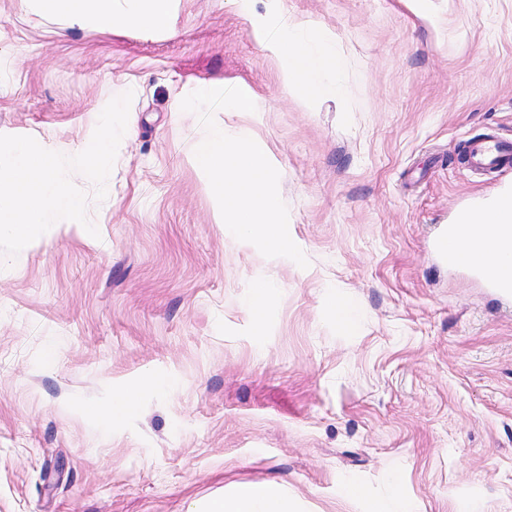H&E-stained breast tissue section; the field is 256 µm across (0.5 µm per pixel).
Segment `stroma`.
<instances>
[{
    "instance_id": "1",
    "label": "stroma",
    "mask_w": 512,
    "mask_h": 512,
    "mask_svg": "<svg viewBox=\"0 0 512 512\" xmlns=\"http://www.w3.org/2000/svg\"><path fill=\"white\" fill-rule=\"evenodd\" d=\"M283 13L335 40L343 98L286 85L260 39ZM217 79L256 96L214 118L278 169L308 268L220 222L180 109ZM121 89L131 134L89 205L98 236L0 255V512H188L271 479L292 512H512V299L433 248L512 189V169L462 160L512 139V0H178L166 33L0 0V134L72 155Z\"/></svg>"
}]
</instances>
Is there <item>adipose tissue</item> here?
I'll use <instances>...</instances> for the list:
<instances>
[{
  "label": "adipose tissue",
  "instance_id": "adipose-tissue-1",
  "mask_svg": "<svg viewBox=\"0 0 512 512\" xmlns=\"http://www.w3.org/2000/svg\"><path fill=\"white\" fill-rule=\"evenodd\" d=\"M175 0H21L34 14L82 29L96 25L105 30L119 27L148 32L170 28ZM267 37L287 68L288 83L307 99L336 96L344 84L336 69V48L318 24L309 19L283 16ZM469 223L480 225L466 245L482 263L499 265L503 253L512 252V238H500L496 226L500 214L485 210L471 214ZM192 512H288L280 483L274 480L243 487L235 495L221 494L195 502Z\"/></svg>",
  "mask_w": 512,
  "mask_h": 512
}]
</instances>
